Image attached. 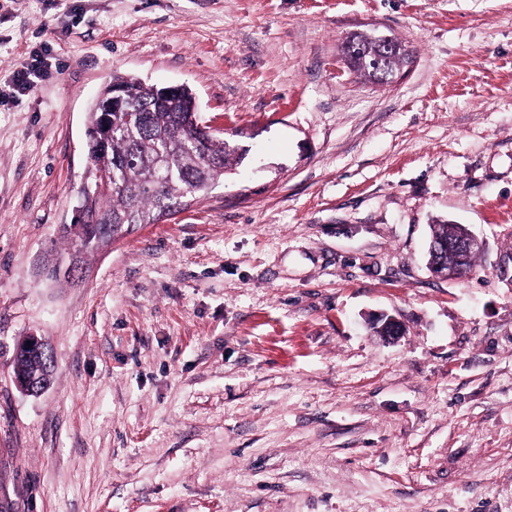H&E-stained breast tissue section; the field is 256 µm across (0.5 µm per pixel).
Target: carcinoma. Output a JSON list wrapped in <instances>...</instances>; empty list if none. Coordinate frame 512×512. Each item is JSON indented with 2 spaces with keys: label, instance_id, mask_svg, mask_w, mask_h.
I'll return each instance as SVG.
<instances>
[{
  "label": "carcinoma",
  "instance_id": "cac0c4a2",
  "mask_svg": "<svg viewBox=\"0 0 512 512\" xmlns=\"http://www.w3.org/2000/svg\"><path fill=\"white\" fill-rule=\"evenodd\" d=\"M390 43L391 48L385 49L374 35L353 33L343 40L341 54L349 70L382 84L409 60L404 43L396 38ZM114 85L123 89L121 111L105 118L95 106L87 113L90 137L108 123L103 142L89 145L91 164L106 180L105 187L88 199L80 221L89 249L117 238L126 227L154 224L173 214L189 190L206 196L216 182L241 164L246 153L216 136L199 139V112L190 88L162 100L154 86L135 78L114 77L99 101L109 98ZM461 231L458 224H436L432 241L446 242ZM473 259L470 255L461 262L450 249L434 256L446 270L461 265L468 268Z\"/></svg>",
  "mask_w": 512,
  "mask_h": 512
}]
</instances>
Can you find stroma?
Segmentation results:
<instances>
[{"instance_id":"35a3bbf8","label":"stroma","mask_w":512,"mask_h":512,"mask_svg":"<svg viewBox=\"0 0 512 512\" xmlns=\"http://www.w3.org/2000/svg\"><path fill=\"white\" fill-rule=\"evenodd\" d=\"M352 32L413 60L370 83ZM115 75L246 155L77 256ZM447 220L484 242L452 279ZM0 512H512V0H0Z\"/></svg>"}]
</instances>
